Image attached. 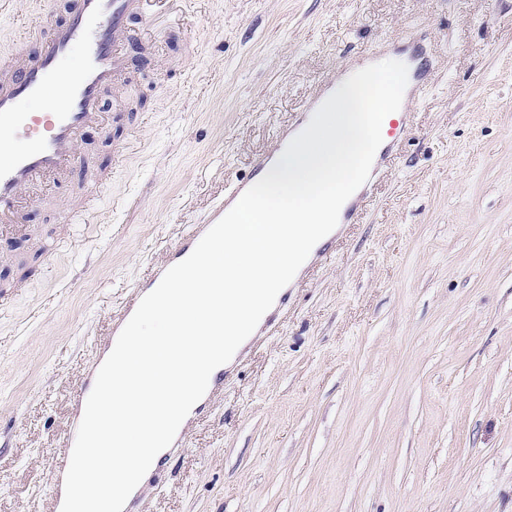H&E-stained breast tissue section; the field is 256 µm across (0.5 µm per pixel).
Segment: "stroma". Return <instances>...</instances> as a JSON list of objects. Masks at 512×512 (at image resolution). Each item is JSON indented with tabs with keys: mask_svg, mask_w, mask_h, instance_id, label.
<instances>
[{
	"mask_svg": "<svg viewBox=\"0 0 512 512\" xmlns=\"http://www.w3.org/2000/svg\"><path fill=\"white\" fill-rule=\"evenodd\" d=\"M74 8L13 16L45 32ZM385 44L432 70L393 160L133 512H512V0H185L150 32L87 165L33 188L0 243V512H53L70 394L134 282ZM94 174L96 219L63 223Z\"/></svg>",
	"mask_w": 512,
	"mask_h": 512,
	"instance_id": "obj_1",
	"label": "stroma"
}]
</instances>
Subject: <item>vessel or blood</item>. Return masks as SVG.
I'll return each mask as SVG.
<instances>
[{"label":"vessel or blood","instance_id":"b4317fda","mask_svg":"<svg viewBox=\"0 0 512 512\" xmlns=\"http://www.w3.org/2000/svg\"><path fill=\"white\" fill-rule=\"evenodd\" d=\"M145 0H80L71 18L53 26L37 59H27L25 44L33 28L17 22L13 25L12 46L0 54V229L18 228V215L30 205L31 189L47 179H56L83 162V136L89 128L104 123L101 92L118 83L128 70L127 47L131 42L128 22L142 18ZM421 48L408 54L406 94L416 97L427 71ZM332 82L319 84L317 91L299 111L298 121L282 127L271 149L261 154L246 179L232 182L224 200L212 212L219 220L254 183L255 178L273 167L278 155L298 134L301 122L315 113L332 94ZM36 99L43 108L27 112L24 101ZM402 123H394L390 142L375 155L371 173L379 175L394 152L393 144L403 135ZM107 181H91L77 203L63 213L66 222H86L96 213ZM369 186H361L342 211L341 224L357 223L369 196ZM204 224L191 225L166 251V258L153 266L141 280L134 299L128 301L114 319L108 337L82 374L80 384L71 395L73 418L63 436L64 447H73L85 402L94 386L97 372L123 327L136 310L140 298L152 291L164 273L190 255L207 232Z\"/></svg>","mask_w":512,"mask_h":512}]
</instances>
